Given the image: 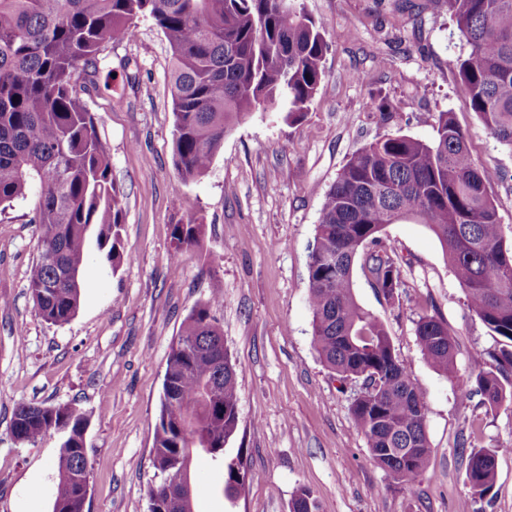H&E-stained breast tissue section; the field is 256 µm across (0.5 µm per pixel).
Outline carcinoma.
<instances>
[{
	"instance_id": "cac0c4a2",
	"label": "carcinoma",
	"mask_w": 512,
	"mask_h": 512,
	"mask_svg": "<svg viewBox=\"0 0 512 512\" xmlns=\"http://www.w3.org/2000/svg\"><path fill=\"white\" fill-rule=\"evenodd\" d=\"M468 48L453 61L459 88L498 142L512 146V0H443ZM151 17L172 55V144L179 183L209 168L224 134L244 116L284 103L285 119L304 116L319 91L329 48L322 26L302 0H0V213L35 193L28 223L40 228L29 292L52 324L79 308L86 244L116 268L121 249L123 192L112 180L110 157L80 93L106 65L104 46L130 40L135 21ZM500 172L478 165L464 131L443 112L436 137L424 142L389 136L359 148L328 190L309 253L308 288L313 343L323 363L342 379L376 381L351 405L356 427L380 467L396 461L391 477L409 486L427 463V402L397 359L381 322L353 294L355 261L386 299L395 297L401 266L377 248L384 227L426 224L438 237L467 306L489 329L494 347L471 362L476 388L494 410L512 397V244H507L487 186ZM200 224H176L172 256L199 242ZM373 249H367V246ZM218 296L197 305L170 346L152 466L157 483L172 476L171 458L192 448L224 447L238 425L236 369L217 377L208 347L222 337L213 311ZM427 362L456 379L454 340L435 315L416 323ZM87 411L71 404H21L11 431L20 445L60 436L54 461L52 512H87L90 483L84 434ZM476 495L496 483V451L466 457ZM224 488L241 497L249 484L230 464ZM291 512H318L312 492L299 489Z\"/></svg>"
}]
</instances>
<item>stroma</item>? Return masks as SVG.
<instances>
[{"label": "stroma", "instance_id": "stroma-1", "mask_svg": "<svg viewBox=\"0 0 512 512\" xmlns=\"http://www.w3.org/2000/svg\"><path fill=\"white\" fill-rule=\"evenodd\" d=\"M304 0L329 49L324 77L303 118L252 112L224 136L205 174L182 184L172 154L171 52L148 17L132 40L109 44L95 88L83 93L112 178L124 193L121 240L132 260L112 267L90 245L81 303L62 325L44 321L28 293L39 230L26 200L0 214V512H52L59 438L17 444L18 405L78 402L91 415L84 439L91 463L89 512H148L151 448L168 352L184 319L219 295L216 315L237 371L238 426L225 461L243 460L245 496L227 499L225 471L193 458L195 512H290L302 487L319 512H512V403L489 409L462 399L424 359L423 315L447 324L460 376L494 345L469 311L443 247L423 224L395 223L383 246L401 265L394 299L355 265L359 305L387 328L394 352L427 404L431 455L410 488L371 458L351 403L360 390L339 382L313 344L308 255L325 195L351 155L376 139L436 136L448 112L473 159L498 167L488 188L512 239V147L492 138L458 90L462 53L438 0ZM389 116L377 112L380 100ZM204 225L199 246L171 256L174 225ZM497 451L492 493L475 499L464 451Z\"/></svg>", "mask_w": 512, "mask_h": 512}]
</instances>
